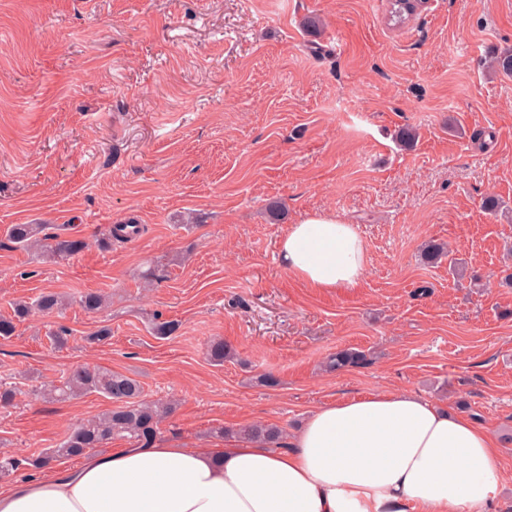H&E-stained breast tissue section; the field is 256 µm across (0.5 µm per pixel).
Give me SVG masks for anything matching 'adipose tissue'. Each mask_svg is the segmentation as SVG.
Masks as SVG:
<instances>
[{"mask_svg":"<svg viewBox=\"0 0 512 512\" xmlns=\"http://www.w3.org/2000/svg\"><path fill=\"white\" fill-rule=\"evenodd\" d=\"M278 252L325 292L366 270L363 240L333 213L289 225ZM505 482L486 428L408 392H373L320 405L279 448L159 439L89 453L0 485V512H492Z\"/></svg>","mask_w":512,"mask_h":512,"instance_id":"1","label":"adipose tissue"}]
</instances>
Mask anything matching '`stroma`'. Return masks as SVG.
<instances>
[{
  "instance_id": "obj_1",
  "label": "stroma",
  "mask_w": 512,
  "mask_h": 512,
  "mask_svg": "<svg viewBox=\"0 0 512 512\" xmlns=\"http://www.w3.org/2000/svg\"><path fill=\"white\" fill-rule=\"evenodd\" d=\"M389 9L0 0V316L47 292L71 300L0 339V382L17 391L0 407V452L35 457L111 409L95 393L36 398L79 366L171 403L160 435L190 448L405 390L493 434L510 479L494 512H512V76L489 66L512 51V0H428L398 25ZM313 212L362 238L356 287L323 292L281 266L280 238ZM130 219L139 237L103 245ZM32 223L89 246L42 262L5 237ZM429 240L448 258L423 263ZM88 292L109 306L84 311ZM160 321L179 328L158 338ZM102 327L111 338L88 342ZM215 339L230 350L220 365ZM345 348L366 365L327 372ZM268 373L278 386L262 385Z\"/></svg>"
}]
</instances>
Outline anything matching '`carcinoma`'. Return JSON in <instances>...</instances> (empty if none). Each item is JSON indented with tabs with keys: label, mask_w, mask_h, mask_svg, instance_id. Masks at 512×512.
Segmentation results:
<instances>
[{
	"label": "carcinoma",
	"mask_w": 512,
	"mask_h": 512,
	"mask_svg": "<svg viewBox=\"0 0 512 512\" xmlns=\"http://www.w3.org/2000/svg\"><path fill=\"white\" fill-rule=\"evenodd\" d=\"M6 236L15 247L32 252L44 261L72 257L88 247V242L82 237L48 232L46 224H12ZM445 255L446 246L437 241L426 243L422 252L424 261L431 264ZM78 304L93 313L106 307L107 297L99 292H89L79 296ZM65 305L66 300L52 292L44 293L33 301H16L12 305V315L0 318V338L14 336L17 325L33 311L58 310ZM366 361L362 352L345 349L329 357L327 367L337 373ZM93 392L109 398L116 407L80 421L57 447L39 457L23 461L11 454H0V478L10 476L24 462L41 468L53 459L81 456L89 449L104 447L115 436L148 446L157 437L163 419L171 413L166 404L146 401L143 387L137 379L104 368L77 367L58 382L43 385L40 394L49 402H65ZM242 433L252 439L276 444L283 437V431L276 426H247Z\"/></svg>",
	"instance_id": "1"
}]
</instances>
